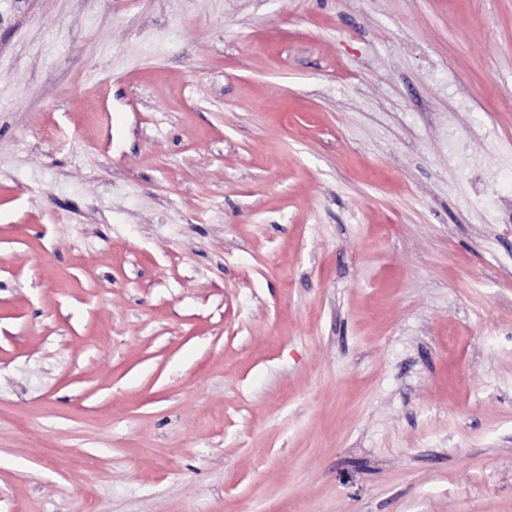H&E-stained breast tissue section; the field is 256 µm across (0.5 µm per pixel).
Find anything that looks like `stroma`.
<instances>
[{
  "mask_svg": "<svg viewBox=\"0 0 512 512\" xmlns=\"http://www.w3.org/2000/svg\"><path fill=\"white\" fill-rule=\"evenodd\" d=\"M510 208L512 0H0V512H512Z\"/></svg>",
  "mask_w": 512,
  "mask_h": 512,
  "instance_id": "1",
  "label": "stroma"
}]
</instances>
